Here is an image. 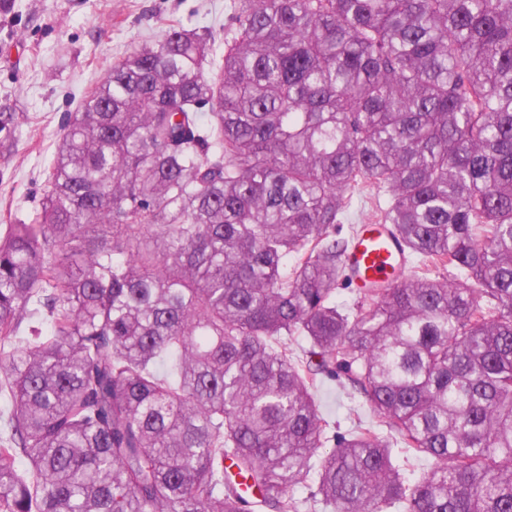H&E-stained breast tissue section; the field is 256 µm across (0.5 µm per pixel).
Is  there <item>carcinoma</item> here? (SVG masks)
<instances>
[{"mask_svg": "<svg viewBox=\"0 0 512 512\" xmlns=\"http://www.w3.org/2000/svg\"><path fill=\"white\" fill-rule=\"evenodd\" d=\"M230 8L113 62L0 229V512H512V0ZM356 210L412 266L350 304ZM322 397L326 410L330 413L332 420L336 422V432H347L352 425L349 408L358 406L357 400L350 399L339 387L337 380H325Z\"/></svg>", "mask_w": 512, "mask_h": 512, "instance_id": "cac0c4a2", "label": "carcinoma"}]
</instances>
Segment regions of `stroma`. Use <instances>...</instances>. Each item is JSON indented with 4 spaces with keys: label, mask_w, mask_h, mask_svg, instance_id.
I'll return each instance as SVG.
<instances>
[{
    "label": "stroma",
    "mask_w": 512,
    "mask_h": 512,
    "mask_svg": "<svg viewBox=\"0 0 512 512\" xmlns=\"http://www.w3.org/2000/svg\"><path fill=\"white\" fill-rule=\"evenodd\" d=\"M0 16V105L26 120L11 163L0 166V225L28 219L69 113L112 61L161 35L167 21L222 31L228 0H13Z\"/></svg>",
    "instance_id": "1"
}]
</instances>
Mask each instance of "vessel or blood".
Returning <instances> with one entry per match:
<instances>
[{
    "label": "vessel or blood",
    "mask_w": 512,
    "mask_h": 512,
    "mask_svg": "<svg viewBox=\"0 0 512 512\" xmlns=\"http://www.w3.org/2000/svg\"><path fill=\"white\" fill-rule=\"evenodd\" d=\"M352 288L392 286L404 259L398 241L383 227L369 224L361 229L344 260Z\"/></svg>",
    "instance_id": "b4317fda"
}]
</instances>
